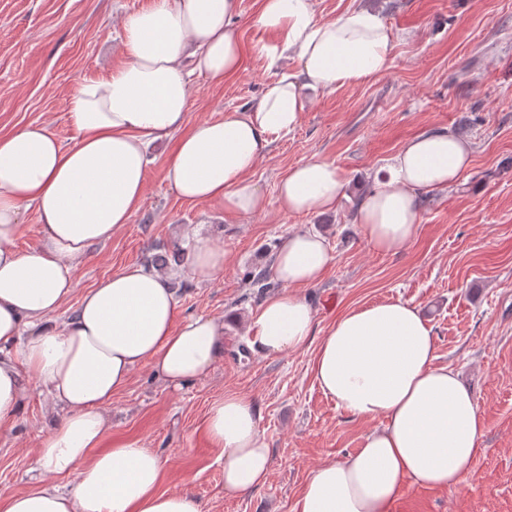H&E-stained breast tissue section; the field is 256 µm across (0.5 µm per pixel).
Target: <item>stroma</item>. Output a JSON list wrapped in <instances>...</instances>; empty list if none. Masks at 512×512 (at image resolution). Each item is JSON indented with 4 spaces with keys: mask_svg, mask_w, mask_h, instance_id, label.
Returning <instances> with one entry per match:
<instances>
[{
    "mask_svg": "<svg viewBox=\"0 0 512 512\" xmlns=\"http://www.w3.org/2000/svg\"><path fill=\"white\" fill-rule=\"evenodd\" d=\"M152 0H0V134L47 126L63 143L74 130L71 90L126 60L123 18ZM259 0H241L236 27L244 71L215 87L193 77L190 121L218 120L246 109L291 62L267 68L253 52L266 33L253 20ZM370 7L393 34L391 64L357 85L313 96L299 126L276 137L251 174L270 205L242 218L179 198L167 179V143L149 151L139 209L112 239L90 249L74 291L55 315L63 324L81 295L130 264L146 265L156 246L186 249L169 264L179 318L224 321V354L207 375L175 389L149 367L137 368L107 409V443L157 451L166 461L163 490L188 491L204 512H293L318 466L355 452L370 421L348 417L325 397L312 372L314 348L268 357L249 345V322L263 295L248 272L268 270L290 232L324 235L334 262L304 294L315 311V339L342 312L401 301L433 328L437 361L458 370L474 393L486 431L462 489L406 483L393 512H512V0H315L319 16ZM468 138L473 160L457 184L420 195L414 239L395 254L372 250L355 220L372 175L410 138L428 129ZM338 166L348 185L335 210L282 213L279 179L310 158ZM222 246L227 262L213 280L190 277L197 239ZM254 399L271 448L268 482L238 495L224 492L219 449L203 431L209 405L226 393ZM62 418L41 387L25 393L14 428L0 429V492L28 488L38 474L35 450Z\"/></svg>",
    "mask_w": 512,
    "mask_h": 512,
    "instance_id": "1",
    "label": "stroma"
}]
</instances>
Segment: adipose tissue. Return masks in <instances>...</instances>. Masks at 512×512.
Segmentation results:
<instances>
[{"label": "adipose tissue", "instance_id": "adipose-tissue-1", "mask_svg": "<svg viewBox=\"0 0 512 512\" xmlns=\"http://www.w3.org/2000/svg\"><path fill=\"white\" fill-rule=\"evenodd\" d=\"M240 0H152L122 20L126 62L77 85L69 97L74 130L63 144L45 126L0 135V428L18 418L28 383L43 387L64 416L35 453L50 478L0 494V512H204L187 492L162 490L166 461L150 448L104 447L105 411L140 366L181 387L205 375L224 351V321L177 320L175 293L161 274L130 265L87 290L63 324L54 314L73 292L88 250L111 240L139 208L151 143L172 142L167 178L178 197L241 217L335 209L347 180L312 158L291 167L275 201L251 172L274 137L297 128L313 93L358 84L390 64L392 34L378 12L322 19L313 0H261L255 26L269 34L258 54L296 68L267 85L259 101L223 119L189 122L193 75L214 86L238 74L242 48L232 20ZM468 139L432 130L410 140L374 175L358 207L371 249L395 253L414 238L420 193L457 183L469 168ZM40 221L38 245L14 241L23 210ZM334 256L315 232L289 234L274 255L279 286L249 331L267 356L311 341L314 311L303 291ZM433 329L413 306L388 301L349 309L329 327L312 362L319 389L354 419L380 420L362 445L317 467L294 512H392L406 480L437 489L460 485L485 433L473 393L458 371L436 362ZM260 410L232 393L204 419L221 450L224 490L236 495L269 479ZM73 476L70 489L57 477Z\"/></svg>", "mask_w": 512, "mask_h": 512}]
</instances>
